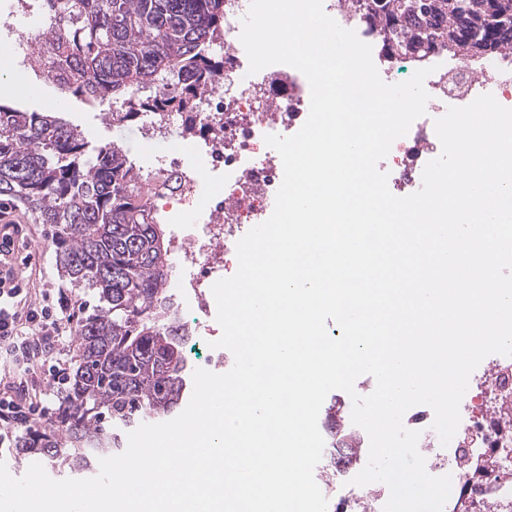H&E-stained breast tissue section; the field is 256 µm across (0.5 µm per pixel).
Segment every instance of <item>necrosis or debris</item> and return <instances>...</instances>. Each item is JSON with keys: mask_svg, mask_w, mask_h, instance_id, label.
<instances>
[{"mask_svg": "<svg viewBox=\"0 0 512 512\" xmlns=\"http://www.w3.org/2000/svg\"><path fill=\"white\" fill-rule=\"evenodd\" d=\"M250 0H224V26L214 42L207 67L199 80L191 107L181 110L168 102L166 90L134 105L131 116L146 138L178 140L192 148V157L173 152L141 161L134 170L152 186L150 205L173 223L192 230L169 239L170 249L189 271L172 281L179 297L191 300L199 316H210L215 306L213 284L222 279L235 255L245 225L267 216L283 179L279 154L268 147L265 135L301 128L310 109V86L298 70L271 65L249 74L248 57L240 42L241 20ZM325 12L342 27L355 30L371 45L372 58L388 83L410 78L430 68L424 86L430 95L427 112L416 119L406 136L397 139L387 157L393 169L391 191L407 196L422 186L426 163L441 152L433 121L448 107L465 106L490 93L512 108V53H435L392 55L380 44L376 24L350 11L346 0H323ZM42 19L33 0H7L0 5V47L19 57L24 69L40 71L43 59L32 50L33 33ZM488 374L474 379L460 404L458 437L442 446L426 412L405 414L404 425L420 431L418 450L431 475L453 474L455 484L444 512H512V357H486ZM357 450L369 446L366 432L353 423L328 429L321 471V490L330 512H382L389 497L384 483L345 490L353 476L343 460L348 444Z\"/></svg>", "mask_w": 512, "mask_h": 512, "instance_id": "1", "label": "necrosis or debris"}]
</instances>
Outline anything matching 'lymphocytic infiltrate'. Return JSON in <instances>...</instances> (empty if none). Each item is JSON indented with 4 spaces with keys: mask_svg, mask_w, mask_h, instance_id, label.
I'll list each match as a JSON object with an SVG mask.
<instances>
[{
    "mask_svg": "<svg viewBox=\"0 0 512 512\" xmlns=\"http://www.w3.org/2000/svg\"><path fill=\"white\" fill-rule=\"evenodd\" d=\"M21 227L0 232V346L12 358L20 376H35L46 368L58 384L69 380L64 353L66 326L76 317L64 299L54 298L50 290L33 295L28 283L13 275V241ZM38 392L17 390L14 383L0 387V446L12 443L15 429L29 422L37 404Z\"/></svg>",
    "mask_w": 512,
    "mask_h": 512,
    "instance_id": "obj_1",
    "label": "lymphocytic infiltrate"
}]
</instances>
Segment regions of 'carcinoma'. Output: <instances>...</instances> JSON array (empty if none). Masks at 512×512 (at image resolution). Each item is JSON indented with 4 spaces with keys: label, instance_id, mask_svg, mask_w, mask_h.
Masks as SVG:
<instances>
[{
    "label": "carcinoma",
    "instance_id": "cac0c4a2",
    "mask_svg": "<svg viewBox=\"0 0 512 512\" xmlns=\"http://www.w3.org/2000/svg\"><path fill=\"white\" fill-rule=\"evenodd\" d=\"M383 15L391 49L430 52L447 41L462 52L512 49V0H349ZM48 24L37 53L69 72L62 96L94 105L152 97L158 78L189 106L224 26V0H41ZM117 143L90 148L58 112L0 102V208L21 206L51 229L62 279L96 293L78 324L79 363L51 418L27 427L19 453L54 458L74 471L124 448L123 432L173 416L189 388L187 338L169 289L166 229L149 189Z\"/></svg>",
    "mask_w": 512,
    "mask_h": 512
}]
</instances>
